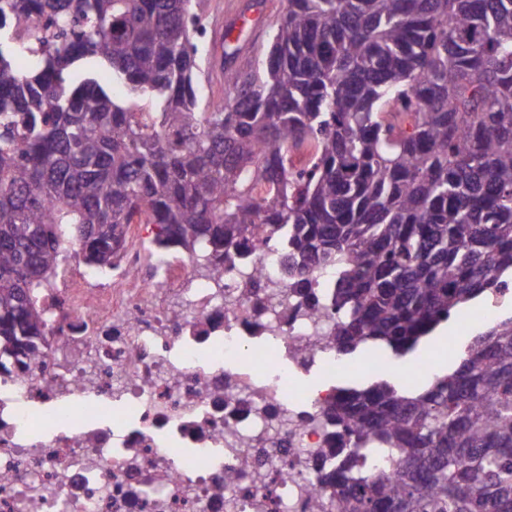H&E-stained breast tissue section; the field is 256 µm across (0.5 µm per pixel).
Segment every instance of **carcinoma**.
<instances>
[{"label": "carcinoma", "mask_w": 512, "mask_h": 512, "mask_svg": "<svg viewBox=\"0 0 512 512\" xmlns=\"http://www.w3.org/2000/svg\"><path fill=\"white\" fill-rule=\"evenodd\" d=\"M200 7L0 0L1 358H36L61 261L112 268L132 224L204 273L270 240L298 294L328 271L340 358L411 353L512 278V0H285L249 70L224 42V98ZM323 419L316 512H512V317ZM206 24V22H205ZM207 32L204 38V41L209 44L211 49L210 57L202 63V68L209 72L212 77V86L213 90L216 94H220L224 87V77L222 78L220 67L216 64V59L219 61L222 60L223 57V67H224V37L221 40L216 41L211 34L210 29L207 24ZM210 62V63H209ZM209 63V64H208Z\"/></svg>", "instance_id": "cac0c4a2"}]
</instances>
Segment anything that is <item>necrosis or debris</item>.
I'll return each instance as SVG.
<instances>
[{
	"label": "necrosis or debris",
	"mask_w": 512,
	"mask_h": 512,
	"mask_svg": "<svg viewBox=\"0 0 512 512\" xmlns=\"http://www.w3.org/2000/svg\"><path fill=\"white\" fill-rule=\"evenodd\" d=\"M283 251L195 276L129 244L107 279L72 258L43 291L47 345L0 372V512H312L342 369Z\"/></svg>",
	"instance_id": "1"
}]
</instances>
